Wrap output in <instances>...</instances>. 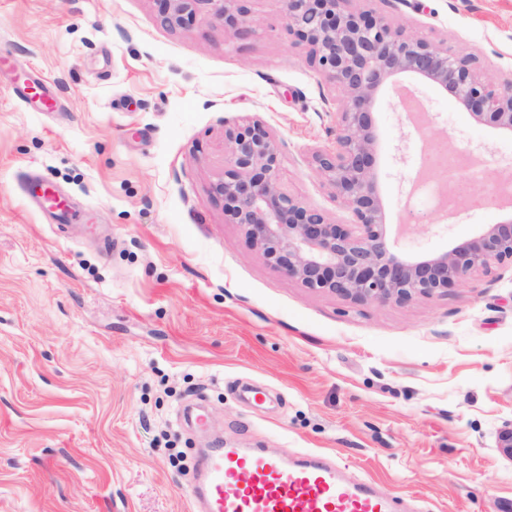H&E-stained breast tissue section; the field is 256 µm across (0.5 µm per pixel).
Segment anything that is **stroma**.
I'll return each mask as SVG.
<instances>
[{
    "label": "stroma",
    "mask_w": 512,
    "mask_h": 512,
    "mask_svg": "<svg viewBox=\"0 0 512 512\" xmlns=\"http://www.w3.org/2000/svg\"><path fill=\"white\" fill-rule=\"evenodd\" d=\"M512 77V0H351ZM261 35L164 24L157 0H0V512H194L214 444L328 454L400 512H501L512 459V268L405 304H354L272 267L211 186L224 130L261 119L292 195L348 222L311 154L339 94L254 0ZM20 74L49 102L22 100ZM431 133L466 152L456 182L484 205L440 210L415 186L427 138L380 103L377 182L406 255L436 253L505 218L512 138L404 77ZM71 212L57 223L33 183ZM205 399L210 427L182 417Z\"/></svg>",
    "instance_id": "35a3bbf8"
}]
</instances>
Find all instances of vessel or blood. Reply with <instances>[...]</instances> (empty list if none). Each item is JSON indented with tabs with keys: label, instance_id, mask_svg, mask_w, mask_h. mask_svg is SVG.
Masks as SVG:
<instances>
[{
	"label": "vessel or blood",
	"instance_id": "vessel-or-blood-1",
	"mask_svg": "<svg viewBox=\"0 0 512 512\" xmlns=\"http://www.w3.org/2000/svg\"><path fill=\"white\" fill-rule=\"evenodd\" d=\"M198 512H395L373 481H347L327 457L208 449L192 486Z\"/></svg>",
	"mask_w": 512,
	"mask_h": 512
}]
</instances>
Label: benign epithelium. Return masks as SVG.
I'll return each mask as SVG.
<instances>
[{
	"label": "benign epithelium",
	"mask_w": 512,
	"mask_h": 512,
	"mask_svg": "<svg viewBox=\"0 0 512 512\" xmlns=\"http://www.w3.org/2000/svg\"><path fill=\"white\" fill-rule=\"evenodd\" d=\"M249 0H160L167 24L181 28L201 18L237 36L259 34ZM349 0H283L288 35L307 50L309 63L342 93L334 142L314 152L318 173L352 217L332 220L285 190L279 143L255 119L224 130V172L212 192L224 214L277 270L303 287L352 303H407L448 291L494 267H512V216L479 228L437 254L405 256L389 243L376 183L378 132L373 104L409 75L445 91L455 106L499 133L512 135V78L492 81L469 55L416 37ZM444 189L457 211L482 197Z\"/></svg>",
	"instance_id": "1"
}]
</instances>
